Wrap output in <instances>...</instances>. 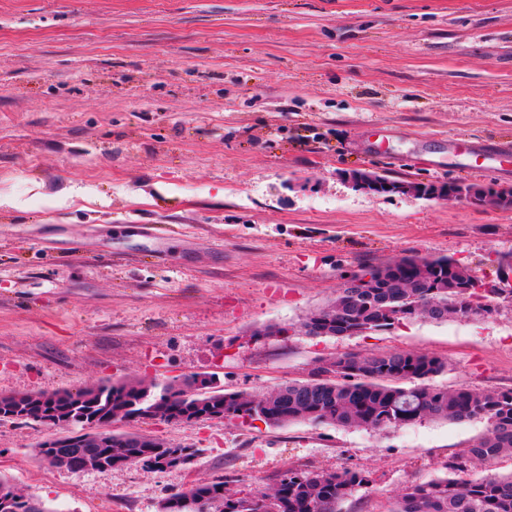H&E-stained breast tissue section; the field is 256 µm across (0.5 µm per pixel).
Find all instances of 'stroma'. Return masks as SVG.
I'll use <instances>...</instances> for the list:
<instances>
[{
  "mask_svg": "<svg viewBox=\"0 0 512 512\" xmlns=\"http://www.w3.org/2000/svg\"><path fill=\"white\" fill-rule=\"evenodd\" d=\"M512 187V0H0V394L216 375L257 394L344 353H427L435 384L512 389V300L488 316L314 337L361 269L448 256L512 289V208L353 188ZM281 336L268 335L271 327ZM183 468L74 472L57 428L0 421V476L52 512H158L221 479L362 473L338 512H387L482 420L374 431L113 422Z\"/></svg>",
  "mask_w": 512,
  "mask_h": 512,
  "instance_id": "stroma-1",
  "label": "stroma"
}]
</instances>
